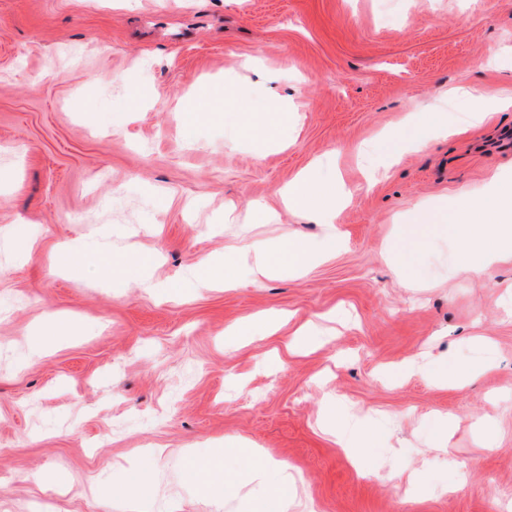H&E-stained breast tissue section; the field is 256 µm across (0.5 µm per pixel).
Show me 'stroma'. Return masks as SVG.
<instances>
[{
    "instance_id": "1",
    "label": "stroma",
    "mask_w": 512,
    "mask_h": 512,
    "mask_svg": "<svg viewBox=\"0 0 512 512\" xmlns=\"http://www.w3.org/2000/svg\"><path fill=\"white\" fill-rule=\"evenodd\" d=\"M201 85L250 86L302 121L259 151L235 113L188 120ZM468 86L512 98V0H0V512H129L88 487L143 475L176 512H212L188 457L240 441L297 468L316 512H512V263L472 277L459 239L435 230L412 288L383 255L415 205L465 189L478 220L492 215L512 107L466 126L476 102L452 90ZM436 102L456 134L386 165L376 133ZM310 165L353 192L340 245L275 195ZM252 201L274 219L245 223ZM242 235L307 240L306 271L197 289L191 266ZM62 243L156 256L161 288L56 270ZM48 312L79 333L30 355ZM261 312L279 330L226 348L225 328ZM331 314L335 335L289 350ZM410 359L413 374L385 376ZM451 365L479 376L437 386ZM336 401L373 429L360 463L323 431ZM48 471L74 491L44 490Z\"/></svg>"
}]
</instances>
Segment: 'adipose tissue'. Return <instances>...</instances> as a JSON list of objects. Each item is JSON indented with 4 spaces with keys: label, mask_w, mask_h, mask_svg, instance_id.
Listing matches in <instances>:
<instances>
[{
    "label": "adipose tissue",
    "mask_w": 512,
    "mask_h": 512,
    "mask_svg": "<svg viewBox=\"0 0 512 512\" xmlns=\"http://www.w3.org/2000/svg\"><path fill=\"white\" fill-rule=\"evenodd\" d=\"M234 105L244 116L241 128L247 136L265 133L268 119L281 125L288 122L287 106L274 110L253 106L244 89L236 94ZM490 190L498 201V210L492 218L494 227L489 231L472 229L474 211L463 193L441 198L433 208L418 210L423 218L432 213L438 215L443 231L462 238V265L477 277L487 275L490 267L499 262L512 261V192L497 177L492 178ZM279 194L287 200L289 209L308 213L322 224L330 240L339 239L336 210L350 198L344 186L317 187L312 174L303 172L282 187ZM308 254V246L298 240L271 247L243 242L230 248L223 262L200 261L195 267V281L202 288L218 283L232 288L236 285L233 274L237 269H245L255 278L276 270L300 271L306 267ZM188 474L198 482L203 497L211 499L214 512H223L224 493L228 490L252 503L253 512H288L290 487L295 481L288 465L276 463L262 450L246 444L191 458Z\"/></svg>",
    "instance_id": "ef3b65f1"
}]
</instances>
